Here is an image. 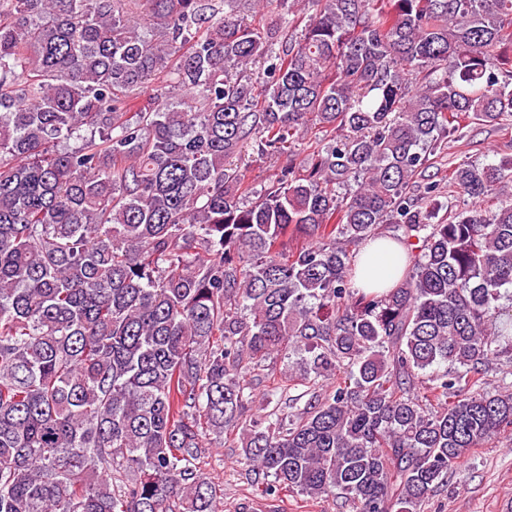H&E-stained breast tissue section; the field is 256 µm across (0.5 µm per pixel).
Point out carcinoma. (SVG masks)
I'll use <instances>...</instances> for the list:
<instances>
[{
	"instance_id": "obj_1",
	"label": "carcinoma",
	"mask_w": 512,
	"mask_h": 512,
	"mask_svg": "<svg viewBox=\"0 0 512 512\" xmlns=\"http://www.w3.org/2000/svg\"><path fill=\"white\" fill-rule=\"evenodd\" d=\"M241 2L0 0V512H219L238 428L267 492L421 512L512 430V199L477 206L512 157L454 167L445 220L415 183L512 119V0H308L297 38ZM250 149L286 164L246 206ZM389 224L402 278L353 287ZM511 370L512 366H509L503 361H492L486 370L485 389L494 391L499 389V386L510 383L512 380Z\"/></svg>"
}]
</instances>
